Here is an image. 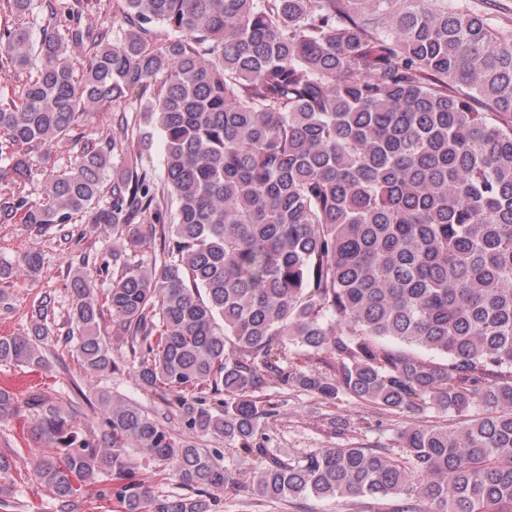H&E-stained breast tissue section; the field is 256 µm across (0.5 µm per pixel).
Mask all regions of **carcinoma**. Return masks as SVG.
<instances>
[{
    "label": "carcinoma",
    "instance_id": "cac0c4a2",
    "mask_svg": "<svg viewBox=\"0 0 512 512\" xmlns=\"http://www.w3.org/2000/svg\"><path fill=\"white\" fill-rule=\"evenodd\" d=\"M46 2L38 42L0 28V69L24 78L0 100V159L16 176L0 188V221L21 211L70 239L76 222L112 229L95 266L111 288L101 303L79 272L68 304L44 294L22 332L0 336V365L49 370L44 345L66 323L84 372L110 373L108 315L141 389L252 460L241 481L108 388L92 428L33 390L30 432L48 448L33 466L51 495L67 503L72 478L106 473L125 512H212L240 487L260 501L512 512V35L463 0H123L106 44L67 25L80 0ZM135 94L138 137L73 135L81 115ZM148 127L165 142L160 183L138 164ZM69 137L73 164L43 173V200L29 203L32 153ZM145 226L161 246L149 262ZM42 267L25 252L0 261V281ZM272 379L457 422L408 426L397 456L352 446L284 459L262 427L279 415L259 396ZM16 410L0 389V424ZM127 444L172 465L179 492L152 494ZM13 468L0 455V504Z\"/></svg>",
    "mask_w": 512,
    "mask_h": 512
}]
</instances>
